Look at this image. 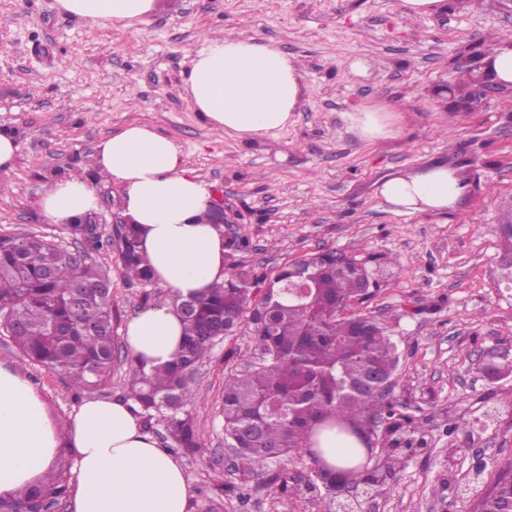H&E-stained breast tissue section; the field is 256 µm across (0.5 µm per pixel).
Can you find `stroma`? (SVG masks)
<instances>
[{
    "label": "stroma",
    "mask_w": 512,
    "mask_h": 512,
    "mask_svg": "<svg viewBox=\"0 0 512 512\" xmlns=\"http://www.w3.org/2000/svg\"><path fill=\"white\" fill-rule=\"evenodd\" d=\"M448 2L441 14L408 18L399 0H156L143 24L99 28L56 0H0V129L19 144L13 168L0 171V231L72 245L69 225L50 222L41 200L54 179L77 173L95 185L100 230L110 233L122 192L94 155L136 121L169 135L223 199L225 236L247 243L234 254L243 268L270 273L334 248L375 271L380 287L361 311L399 344L393 395L415 432L388 489L361 499L359 512H472L512 460V376L482 378L475 365L480 352L512 349V288L496 275L499 219L512 208V86L472 112L435 94L464 82L462 54L512 38V0ZM238 34L274 39L303 68V94L277 137L239 139L187 101L184 74L205 39ZM378 103L397 112L396 131L362 138L351 116ZM434 161L468 183L454 210L399 215L378 198L382 180ZM88 259L110 271L119 323L168 301L158 284L121 277L118 250ZM252 347L247 333L232 334L198 366L202 395L188 410L202 449L180 459L190 512H336L337 493H281L267 480L271 465L247 466L226 447L224 375ZM0 362L25 372L63 425L85 397H122L130 369L118 360L110 383L87 396L1 335ZM457 417L469 433L449 432Z\"/></svg>",
    "instance_id": "stroma-1"
}]
</instances>
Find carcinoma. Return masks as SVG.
<instances>
[{
  "label": "carcinoma",
  "instance_id": "cac0c4a2",
  "mask_svg": "<svg viewBox=\"0 0 512 512\" xmlns=\"http://www.w3.org/2000/svg\"><path fill=\"white\" fill-rule=\"evenodd\" d=\"M121 275L140 285L153 282V272L138 250L136 225L118 236ZM500 282L512 286V239H500ZM314 282L301 299L282 278L271 291L253 298L268 276L248 274L239 265L226 270L224 284L208 294L174 296L185 330V343L175 361L149 373L131 368L124 398L138 405L146 421L162 420L173 450L193 455L200 449L193 418L186 406L198 397L197 368L221 334L240 326L252 336V351L241 355L243 368L224 378V441L240 444L239 459L252 463L281 462L296 455L329 460L336 472H352L365 451L355 436L373 419L386 422L388 432L401 428L396 399L378 394L393 377L397 346L387 327L349 306L365 302L362 280L352 264L336 265V254L311 258ZM112 281L99 265L70 253L43 236L0 233V334L28 360L65 376L77 392L104 386L112 377L120 350L112 323ZM397 441L376 438L380 449V487L388 486L399 457ZM61 457L55 469L35 483L0 500V512H57L67 494ZM267 480L289 493L283 468ZM512 507V463L500 470L479 497L473 512H505Z\"/></svg>",
  "mask_w": 512,
  "mask_h": 512
}]
</instances>
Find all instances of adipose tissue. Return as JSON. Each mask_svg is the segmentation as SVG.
<instances>
[{"mask_svg": "<svg viewBox=\"0 0 512 512\" xmlns=\"http://www.w3.org/2000/svg\"><path fill=\"white\" fill-rule=\"evenodd\" d=\"M91 25L131 28L154 0H57ZM294 56L262 37L206 40L187 70V100L208 124L245 140L273 137L287 126L303 92ZM96 167L122 189V204L139 229V249L155 281L175 295L208 293L224 281V231L209 222L210 185L186 168L173 139L132 122L104 138ZM467 189L458 169L432 164L383 181L378 197L398 214L445 213ZM84 177L53 182L42 199L45 217L62 224L97 210ZM124 342L134 366L171 363L185 342L168 303L129 318ZM73 455V512H189L191 492L179 461L142 427L124 399L83 401L60 427L41 392L21 370L0 363V497L48 472L60 449Z\"/></svg>", "mask_w": 512, "mask_h": 512, "instance_id": "ef3b65f1", "label": "adipose tissue"}]
</instances>
